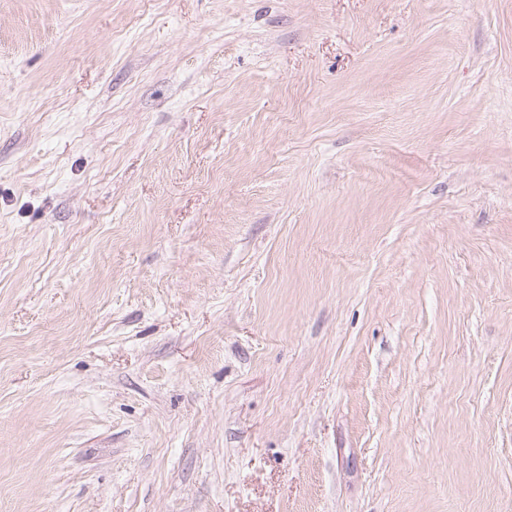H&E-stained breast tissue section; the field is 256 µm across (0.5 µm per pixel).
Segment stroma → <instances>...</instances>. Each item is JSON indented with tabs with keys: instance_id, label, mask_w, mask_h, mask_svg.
<instances>
[{
	"instance_id": "1",
	"label": "stroma",
	"mask_w": 512,
	"mask_h": 512,
	"mask_svg": "<svg viewBox=\"0 0 512 512\" xmlns=\"http://www.w3.org/2000/svg\"><path fill=\"white\" fill-rule=\"evenodd\" d=\"M0 512H512V0H0Z\"/></svg>"
}]
</instances>
